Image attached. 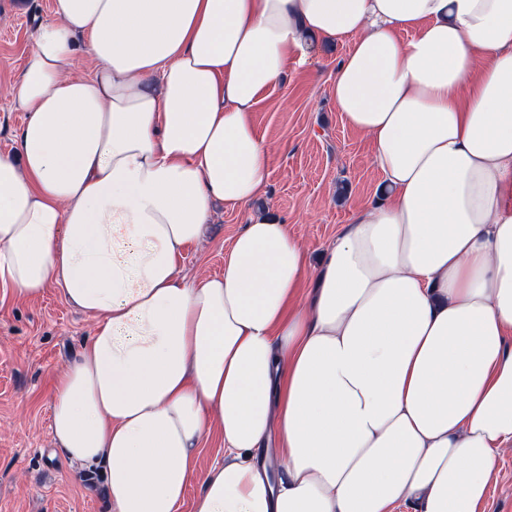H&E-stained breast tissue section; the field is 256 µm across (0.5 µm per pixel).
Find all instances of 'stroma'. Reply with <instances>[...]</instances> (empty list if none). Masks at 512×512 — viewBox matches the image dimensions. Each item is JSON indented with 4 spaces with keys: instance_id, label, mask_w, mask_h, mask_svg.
<instances>
[{
    "instance_id": "35a3bbf8",
    "label": "stroma",
    "mask_w": 512,
    "mask_h": 512,
    "mask_svg": "<svg viewBox=\"0 0 512 512\" xmlns=\"http://www.w3.org/2000/svg\"><path fill=\"white\" fill-rule=\"evenodd\" d=\"M52 4L0 0V152L15 150L24 120L7 90L19 82L31 35L51 18ZM347 50L327 44L311 62L290 64L252 114L271 151L263 203L302 238L314 267L352 211L380 197L371 144L344 122L330 94ZM243 221V213L217 209L203 240L187 247L182 273H223ZM93 331L59 287L25 299L0 285V512H108L101 477L71 464L51 432L53 378ZM481 512H512V453L498 457Z\"/></svg>"
}]
</instances>
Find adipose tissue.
<instances>
[{"label": "adipose tissue", "mask_w": 512, "mask_h": 512, "mask_svg": "<svg viewBox=\"0 0 512 512\" xmlns=\"http://www.w3.org/2000/svg\"><path fill=\"white\" fill-rule=\"evenodd\" d=\"M343 42L331 95L386 199L313 270L254 206L252 114ZM12 95L0 284L95 322L51 430L110 512H480L512 449V0H53ZM217 203L246 222L186 277Z\"/></svg>", "instance_id": "ef3b65f1"}]
</instances>
